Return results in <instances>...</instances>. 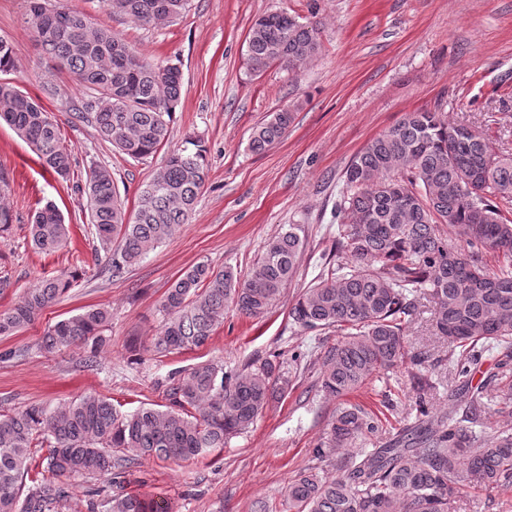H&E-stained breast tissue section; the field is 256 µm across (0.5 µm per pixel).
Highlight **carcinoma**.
I'll return each instance as SVG.
<instances>
[{"mask_svg": "<svg viewBox=\"0 0 512 512\" xmlns=\"http://www.w3.org/2000/svg\"><path fill=\"white\" fill-rule=\"evenodd\" d=\"M29 0L28 23L43 51L86 90L77 118L112 148L144 161L168 141L181 99L180 67L148 61L124 39L84 14L48 9ZM114 14L142 25L172 22L189 0H103ZM321 49L320 28L285 11L258 17L247 36L250 70L274 64L300 68ZM13 46L0 38V72L14 69ZM296 106L272 114L251 135V151L279 142ZM8 124L41 166L62 179L75 159L62 146L58 123L29 94L0 82V122ZM207 148L189 137L171 151L140 192L128 217L112 172H86L85 194L97 251L112 273L138 264L188 222L207 175ZM335 260L302 290L289 310L301 332L338 336L325 345L320 388L341 398L373 377L419 366L406 329L423 302L434 304L436 335L448 344L456 385L452 408L432 413L420 400L415 421L380 443L388 418L359 404L336 409L316 460L336 461V475L318 465L297 470L283 491V510L265 500L254 512H453L456 500L478 489L512 488V150L437 110L409 112L371 139L344 173L336 201ZM459 245L452 246L448 233ZM31 245L41 253L64 247L69 227L47 203L33 216ZM304 249L297 227L269 240L250 277L231 266L199 262L167 289L160 331L143 347L164 357L199 349L232 306L247 317L265 315L292 281ZM80 277H45L13 308L0 311V336L34 322ZM111 319L95 307L50 325L38 348L52 354L82 346L84 363L99 364L102 331ZM498 355L489 383L474 387L483 354ZM291 383L284 362L266 359L236 372L203 361L169 378V408L121 413L89 393L49 411L40 405L0 414V512H55L68 497L59 478L82 474L110 485L143 459L193 460L254 425L275 393ZM47 447L42 476L30 459ZM91 512H170L162 498L101 495Z\"/></svg>", "mask_w": 512, "mask_h": 512, "instance_id": "cac0c4a2", "label": "carcinoma"}]
</instances>
